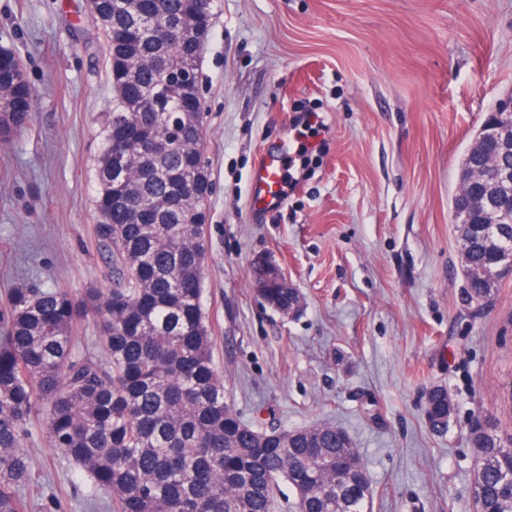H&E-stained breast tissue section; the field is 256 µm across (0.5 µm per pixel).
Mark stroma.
<instances>
[{
  "instance_id": "1",
  "label": "stroma",
  "mask_w": 512,
  "mask_h": 512,
  "mask_svg": "<svg viewBox=\"0 0 512 512\" xmlns=\"http://www.w3.org/2000/svg\"><path fill=\"white\" fill-rule=\"evenodd\" d=\"M36 94L0 143V296L18 280L111 287L94 241L95 169L111 107L87 0H0V46ZM208 256L203 305L226 397L261 431L327 423L354 441L373 512H473L465 435L512 432V279L468 299L449 201L495 103L512 93V0H221L199 66ZM323 125L291 144L282 206L250 208L252 168L298 111ZM301 298L284 315L252 265ZM445 386L448 433L426 419ZM28 493L83 512L74 468L36 439ZM454 410V403L447 388L434 386L429 389L426 395V418L433 432H448Z\"/></svg>"
}]
</instances>
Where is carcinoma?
Segmentation results:
<instances>
[{
  "label": "carcinoma",
  "mask_w": 512,
  "mask_h": 512,
  "mask_svg": "<svg viewBox=\"0 0 512 512\" xmlns=\"http://www.w3.org/2000/svg\"><path fill=\"white\" fill-rule=\"evenodd\" d=\"M94 0L91 22L104 38L112 106L102 125L95 241L109 257L112 287L73 295L22 281L0 301V512H28L32 480L25 444L39 435L71 463L86 500L105 512H275L281 484L297 512H372L373 487L360 451L333 424L263 432L240 420L214 366L202 295L207 241L204 212L178 187L209 190L203 116L178 112L200 45L150 35L161 26L198 24L192 0ZM0 63V141L25 130L34 94L21 56ZM149 92L127 104L121 85ZM132 121L151 147L128 165L114 156V128ZM512 166L489 142L469 165ZM502 235L459 224L471 300L491 296L506 276L489 277L512 252V209ZM266 302L284 315L300 297L278 272L254 265ZM99 329L105 360L74 349L82 320ZM443 386L426 395L430 429L442 434L454 414ZM476 462L475 512H512V433L488 418L470 430Z\"/></svg>",
  "instance_id": "obj_1"
}]
</instances>
